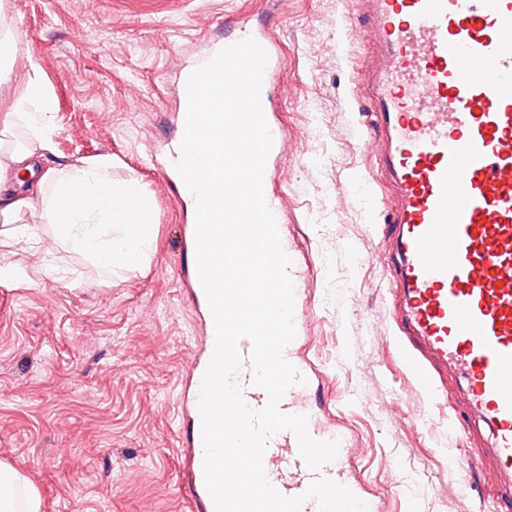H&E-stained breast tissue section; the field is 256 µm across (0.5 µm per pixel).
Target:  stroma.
<instances>
[{
    "label": "stroma",
    "instance_id": "1",
    "mask_svg": "<svg viewBox=\"0 0 512 512\" xmlns=\"http://www.w3.org/2000/svg\"><path fill=\"white\" fill-rule=\"evenodd\" d=\"M56 103L44 166L107 157L153 202V245L106 271L37 215L0 248V458L43 512H196L189 495L194 380L209 322L196 293L195 217L163 159L182 125L180 75L222 45L229 16L266 13L286 57L275 92L282 153L267 170L296 252L301 355L317 411L349 438L352 476L380 512H493L498 482L449 432L469 423L456 383L435 405L395 343L383 220L350 179L391 191L352 122L373 53L354 0H0Z\"/></svg>",
    "mask_w": 512,
    "mask_h": 512
}]
</instances>
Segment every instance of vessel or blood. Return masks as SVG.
<instances>
[{"instance_id":"obj_1","label":"vessel or blood","mask_w":512,"mask_h":512,"mask_svg":"<svg viewBox=\"0 0 512 512\" xmlns=\"http://www.w3.org/2000/svg\"><path fill=\"white\" fill-rule=\"evenodd\" d=\"M360 39L374 50L358 130L377 143L390 176L389 212L402 354L420 387L440 400L454 372L465 402L491 443L485 460L512 506V0H357ZM253 38L268 55L260 93L284 59L265 32L232 24L225 45ZM232 380L252 410L268 402L251 382V345ZM312 384L290 387L282 411L307 418L310 436L338 444L312 472L296 436L275 434L263 456L283 496H304L315 476L355 489L349 441L320 422ZM191 488L197 512H215L204 481L201 435H194ZM305 498V496H304ZM301 512H318L305 498Z\"/></svg>"}]
</instances>
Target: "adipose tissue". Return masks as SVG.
I'll return each mask as SVG.
<instances>
[{
	"instance_id": "1",
	"label": "adipose tissue",
	"mask_w": 512,
	"mask_h": 512,
	"mask_svg": "<svg viewBox=\"0 0 512 512\" xmlns=\"http://www.w3.org/2000/svg\"><path fill=\"white\" fill-rule=\"evenodd\" d=\"M54 110L35 60L20 75L12 62L0 64V128L10 129L19 115L29 128L21 147H0V243L21 239L25 230L16 226L17 217L35 212L104 269L141 264L152 245L151 200L136 179H113L108 158L42 169L53 148L47 118ZM131 198L136 208L128 207ZM41 510L38 488L0 460V512Z\"/></svg>"
}]
</instances>
